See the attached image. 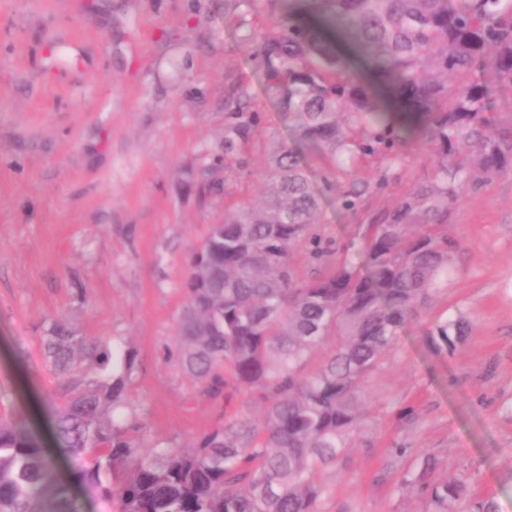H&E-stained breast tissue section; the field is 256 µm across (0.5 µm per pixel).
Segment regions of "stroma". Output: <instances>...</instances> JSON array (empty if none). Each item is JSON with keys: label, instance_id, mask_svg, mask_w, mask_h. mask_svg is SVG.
Returning <instances> with one entry per match:
<instances>
[{"label": "stroma", "instance_id": "35a3bbf8", "mask_svg": "<svg viewBox=\"0 0 512 512\" xmlns=\"http://www.w3.org/2000/svg\"><path fill=\"white\" fill-rule=\"evenodd\" d=\"M279 15L272 0H0V412L28 416L46 448L42 323L62 314L135 350L131 396L148 440L189 448L216 426L221 411L167 351L192 251L225 204L257 197L272 149L295 141L258 59ZM239 84L263 115L243 168L224 156ZM431 173L427 149L411 145L351 212L337 194L371 172L330 189L307 168L319 223L355 263L366 225ZM448 235V285L371 374L346 462L318 475L321 512H431L425 494L399 487L394 441L407 464L434 457L433 480L462 479L451 512L488 501L512 512V173L467 187ZM455 316L472 334L433 354L426 328Z\"/></svg>", "mask_w": 512, "mask_h": 512}]
</instances>
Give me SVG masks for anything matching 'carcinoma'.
I'll list each match as a JSON object with an SVG mask.
<instances>
[{
  "instance_id": "1",
  "label": "carcinoma",
  "mask_w": 512,
  "mask_h": 512,
  "mask_svg": "<svg viewBox=\"0 0 512 512\" xmlns=\"http://www.w3.org/2000/svg\"><path fill=\"white\" fill-rule=\"evenodd\" d=\"M288 18L260 37L268 91L297 120L296 145L274 152L256 203L224 206L195 247L177 325V360L200 393L226 404L256 396L262 416L232 415L189 449L150 443L130 387L136 355L119 338L81 334L62 314L47 322L43 352L56 379L44 410L57 447L80 459L74 480L118 501L121 512H319L316 474L336 466L359 433L370 373L399 329L448 281V215L472 183L512 173V125L484 116L485 62L512 88V0H283ZM261 113L240 94L224 124V156L251 148ZM425 144L433 175L364 229L361 266L330 252L316 216L336 169L405 164ZM338 201L353 210L363 192ZM461 319L426 331L435 354L468 336ZM406 470L433 512H448L462 481ZM0 512H78L55 462L21 414H0Z\"/></svg>"
}]
</instances>
